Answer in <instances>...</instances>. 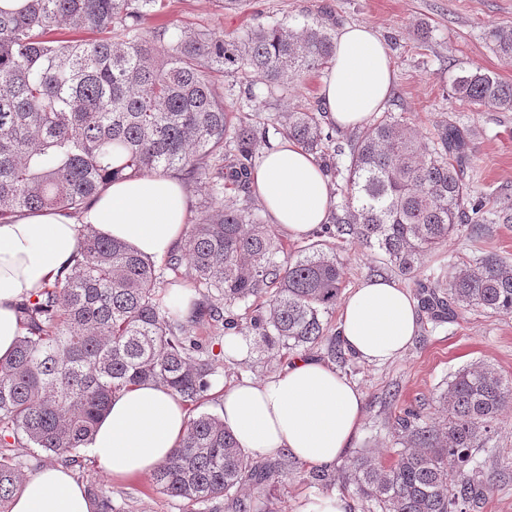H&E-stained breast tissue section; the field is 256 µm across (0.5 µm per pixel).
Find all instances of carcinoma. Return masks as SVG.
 Wrapping results in <instances>:
<instances>
[{"label": "carcinoma", "instance_id": "1", "mask_svg": "<svg viewBox=\"0 0 512 512\" xmlns=\"http://www.w3.org/2000/svg\"><path fill=\"white\" fill-rule=\"evenodd\" d=\"M165 0H23L0 7V223L26 212H81L123 174L208 181L206 214L190 225L164 270L125 242L83 234L73 263L35 296L17 304L22 333L0 360V512H10L27 463L9 453L27 448L66 468L85 469L82 447L117 393L139 383L171 391L190 411L187 431L151 475L159 492L195 512L224 502L253 512L239 497L250 485L263 512L267 486L288 477L289 460L261 463L239 447L219 414L202 410L218 372L207 327L236 329L232 308L263 351L327 344L324 317L343 289L336 244L318 240L288 252L261 223L250 173L269 129L320 160L340 180L331 210L336 237L378 250L413 282L428 320L457 308L512 314V263L486 254L453 268L448 292L418 277L422 259L464 224L483 221V204L465 182L467 140L452 122L428 138L393 112L373 116L352 136L324 130V108L277 112L270 122L244 120L210 80L220 71L256 99L251 75L264 78L263 102L288 92V81L330 67L335 34L323 20L301 27L259 24L240 36L163 24L144 30ZM94 39L78 36L83 30ZM495 50L512 59V29L497 28ZM460 100L512 110V84L479 71L457 77ZM187 272L198 299L183 314L162 293L164 272ZM435 421L417 413L395 419L399 448L385 462L353 456L341 473L363 502L381 512H471L495 490L475 451L497 433L512 406V380L490 365L459 369L439 395ZM96 512L111 501L90 480Z\"/></svg>", "mask_w": 512, "mask_h": 512}]
</instances>
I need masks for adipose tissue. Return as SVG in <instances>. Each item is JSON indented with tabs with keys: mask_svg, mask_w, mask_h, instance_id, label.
<instances>
[{
	"mask_svg": "<svg viewBox=\"0 0 512 512\" xmlns=\"http://www.w3.org/2000/svg\"><path fill=\"white\" fill-rule=\"evenodd\" d=\"M335 55L321 96L328 120L351 129L379 112L394 70L381 36L346 24L335 36ZM250 182L271 224L301 239L326 222L333 205L318 161L290 141L278 142L254 167ZM182 185L151 174L118 179L79 216L27 213L0 224V359L21 334L15 305L34 297L72 262L83 228L122 240L158 261L177 250L189 228ZM419 309L396 282L371 278L342 299L338 334L344 348L369 364L402 355L419 332ZM217 410L240 448L256 459L290 453L313 468H335L355 441L364 414L356 383L315 356L292 359L260 381L226 385ZM188 425L186 408L163 388L142 383L117 394L87 446L113 482L148 476L168 459ZM85 487L69 470L47 468L29 477L11 512H93Z\"/></svg>",
	"mask_w": 512,
	"mask_h": 512,
	"instance_id": "adipose-tissue-1",
	"label": "adipose tissue"
}]
</instances>
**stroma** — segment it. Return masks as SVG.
I'll return each instance as SVG.
<instances>
[{"label":"stroma","mask_w":512,"mask_h":512,"mask_svg":"<svg viewBox=\"0 0 512 512\" xmlns=\"http://www.w3.org/2000/svg\"><path fill=\"white\" fill-rule=\"evenodd\" d=\"M166 21L217 33L243 35L252 26L285 22L300 26L312 18L344 24H364L384 39L396 70V81L385 111L402 114L413 128L431 135L436 125L452 121L467 133L469 163L464 170L472 193L493 206L504 197L512 199V112L479 108L456 98L453 86L466 71H481L512 83V59L499 56L489 33L512 27V0H249L241 11H229L220 0H168ZM494 252L512 260V224L486 225L482 237H474L471 225L424 259L420 277L433 287L448 283L451 266ZM344 284L373 276H386L376 250L355 240L344 242L339 251ZM485 363L512 379V315L493 314L471 307L439 326L421 321L412 346L399 358L383 364L352 360L342 374L355 381L364 393V416L354 451L380 449L393 453L389 433L390 410L416 408L432 414L434 399L460 368ZM281 367L278 358L251 348L242 356H224L214 378L208 411L225 382L247 378L264 379ZM492 447L500 459L495 466V492L474 512H512V408L501 417ZM86 473L96 478L115 512H185L183 502L172 499L142 477L115 484L95 459H88ZM300 466L297 476L277 484L271 497L278 512H301L313 498L340 492L351 496V488L326 487Z\"/></svg>","instance_id":"1"}]
</instances>
